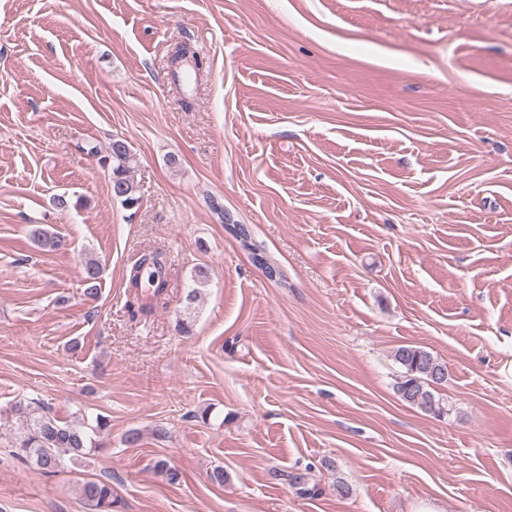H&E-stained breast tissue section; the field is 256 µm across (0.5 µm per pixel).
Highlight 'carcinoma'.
Instances as JSON below:
<instances>
[{
    "label": "carcinoma",
    "instance_id": "obj_1",
    "mask_svg": "<svg viewBox=\"0 0 512 512\" xmlns=\"http://www.w3.org/2000/svg\"><path fill=\"white\" fill-rule=\"evenodd\" d=\"M104 163L110 167L111 188H120L121 194L114 195L124 207L134 208L140 203L138 186L131 172L136 163L127 142L112 141L110 155ZM225 228L248 252L252 264L260 269L267 280L282 285L285 275L280 266L252 242L250 229L245 224H225ZM33 240L44 249L62 251L69 248L68 240L59 233L35 226L31 230ZM148 268L154 276L152 296L160 297L166 290L165 265L159 254L147 256L139 262L130 275L131 287L139 288V272ZM86 292L97 291L101 267L97 259L90 256L84 264ZM400 365L402 374L396 383V392L405 402L436 416L449 412L448 404L436 397L439 386L447 381L448 368L443 361L430 351L417 346L402 345L393 354ZM14 418L20 426L10 440L13 456L21 464L35 468L47 475L59 472L64 461L76 463L96 448L97 436L107 427L102 416L88 421L75 418L62 421L53 416L41 402L18 401L0 408V420ZM285 480L302 496L313 495L316 486L310 485L311 468L296 469L285 474ZM82 498L89 512H113L112 485L103 481H89L82 486Z\"/></svg>",
    "mask_w": 512,
    "mask_h": 512
}]
</instances>
